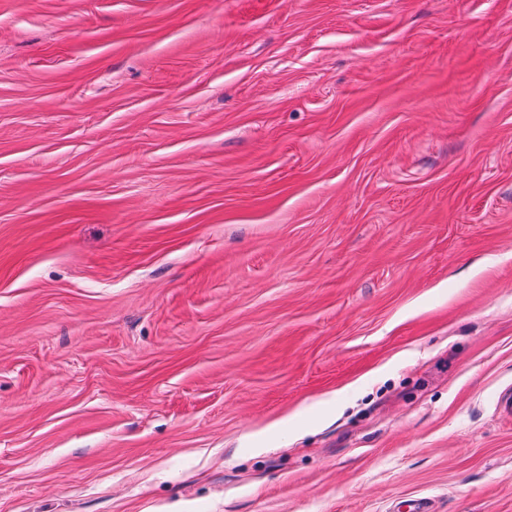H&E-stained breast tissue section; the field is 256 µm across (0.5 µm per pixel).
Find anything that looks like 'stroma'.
Listing matches in <instances>:
<instances>
[{
    "label": "stroma",
    "mask_w": 512,
    "mask_h": 512,
    "mask_svg": "<svg viewBox=\"0 0 512 512\" xmlns=\"http://www.w3.org/2000/svg\"><path fill=\"white\" fill-rule=\"evenodd\" d=\"M512 0H0V512H512Z\"/></svg>",
    "instance_id": "1"
}]
</instances>
